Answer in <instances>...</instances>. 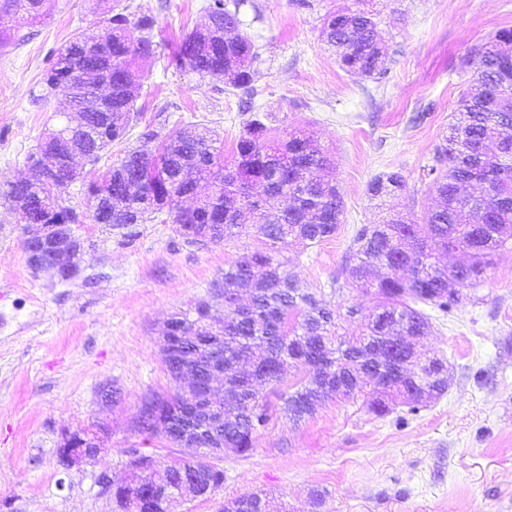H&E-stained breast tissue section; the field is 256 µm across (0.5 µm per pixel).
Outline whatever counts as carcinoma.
I'll list each match as a JSON object with an SVG mask.
<instances>
[{"label":"carcinoma","instance_id":"carcinoma-1","mask_svg":"<svg viewBox=\"0 0 512 512\" xmlns=\"http://www.w3.org/2000/svg\"><path fill=\"white\" fill-rule=\"evenodd\" d=\"M248 0H208L206 22L195 25L166 57L167 65L201 77L223 76L235 89H248L259 53L241 28L240 10ZM43 0H0V20L23 13L30 22L44 17ZM129 7H110L105 22L110 31L103 44L96 35L81 32L54 55L41 78L42 93L34 104L54 108L61 118L28 156L66 150V122L76 111L73 99L52 106V92L63 87L79 49L92 47L84 61L86 84L99 81L112 69V111L99 120L92 107L83 108L87 121H98L105 131L88 149L85 165L92 173L82 184L87 206L100 198L108 208L87 216L95 224H110L124 237L135 235L138 224L168 222L189 244L201 243L202 226L222 224L217 242H227L250 227L264 239L265 250L240 256L224 270V350L214 359L191 347L190 368L219 364L224 368V445L249 454L261 429L277 411L298 423L313 417L308 399L321 392L323 399L363 398L367 410L384 417L402 404L416 412L427 400L448 390V363L415 349L426 336L429 317L419 303L447 313L464 301L462 290L481 283L493 257L512 244V65H499L512 49V29H502L468 59L472 87L462 93L457 113L433 156L427 175L437 206L418 223L415 216L390 213L381 223L361 227L352 239V259L342 270L344 285L372 290L380 303L364 323L359 336L339 333L341 313L296 287L288 265L272 254L288 241L315 245L334 236L344 215V199L330 175L335 160L312 146L305 130L283 138L270 137V128L258 118L244 125L232 160L224 162V139L204 127L192 135L180 131L166 135L154 150L133 148L111 167L97 168L103 152L123 139L138 120L136 90L143 73L137 61L156 56L152 33L156 19L128 13ZM323 43L336 53L346 72L365 77L388 72V49L369 11L355 6L328 13L321 28ZM68 174L59 171L45 179L0 183V196L9 206L24 205L27 224H82L71 208L50 207L47 186ZM209 181L211 195L191 213L181 211L179 198L189 186ZM405 188L403 177L387 173L368 187L371 198H381ZM458 253L462 260L447 266L442 253ZM250 291V304L234 308L239 290ZM301 369L292 390L272 403L256 390L258 384L281 383L284 368ZM172 412L166 440L174 442L181 427L182 395L161 399ZM151 486L160 490L178 486L174 466L154 473ZM209 493L224 485V471L206 464L203 477Z\"/></svg>","mask_w":512,"mask_h":512}]
</instances>
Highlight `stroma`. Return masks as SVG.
Returning a JSON list of instances; mask_svg holds the SVG:
<instances>
[{"label":"stroma","instance_id":"obj_1","mask_svg":"<svg viewBox=\"0 0 512 512\" xmlns=\"http://www.w3.org/2000/svg\"><path fill=\"white\" fill-rule=\"evenodd\" d=\"M155 16L154 58L142 61V113L104 156L112 163L143 145V133L210 127L224 154L255 113L271 111L273 135L313 131L336 159L345 212L336 235L297 242L277 256L298 286L335 307L371 314L373 293L338 289L358 228L390 210L423 215L435 196L427 174L448 132L471 50L512 28V0H365L389 55L385 77L346 73L320 39L327 12L354 0H253L243 28L260 52L251 91L224 79L168 68L165 57L203 20L205 0H120ZM37 23H16L0 47V176L27 171L26 158L57 125L31 103L53 54L74 34L104 27L92 0H48ZM396 172L402 192L371 199L370 182ZM73 231L82 244L68 280L34 273L24 226L0 200V512H123L105 484L129 479L133 455L181 463L186 451L162 433L135 429L149 397L174 392L161 359L165 326L208 301L223 315L224 270L260 247L255 232L226 244L190 245L170 224H142L130 239L105 224ZM476 303L428 309L422 341L448 362V390L418 412L378 418L362 400L333 399L299 424L273 421L245 456L214 457L224 486L211 497L170 502L168 512H221L226 496L258 492L277 512H512V248L499 251ZM95 436L99 450L58 463L65 435Z\"/></svg>","mask_w":512,"mask_h":512}]
</instances>
